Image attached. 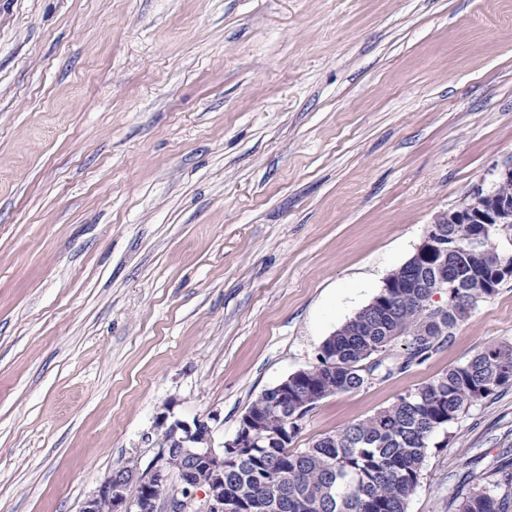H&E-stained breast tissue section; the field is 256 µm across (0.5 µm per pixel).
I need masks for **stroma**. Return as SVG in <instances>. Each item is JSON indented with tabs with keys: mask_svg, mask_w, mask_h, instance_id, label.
<instances>
[{
	"mask_svg": "<svg viewBox=\"0 0 512 512\" xmlns=\"http://www.w3.org/2000/svg\"><path fill=\"white\" fill-rule=\"evenodd\" d=\"M512 164V0H0V512H79L158 414L234 436ZM512 343V279L297 448ZM512 471V388L407 512Z\"/></svg>",
	"mask_w": 512,
	"mask_h": 512,
	"instance_id": "1",
	"label": "stroma"
}]
</instances>
